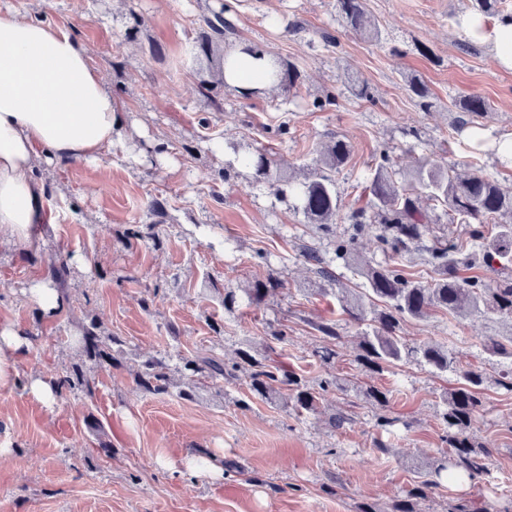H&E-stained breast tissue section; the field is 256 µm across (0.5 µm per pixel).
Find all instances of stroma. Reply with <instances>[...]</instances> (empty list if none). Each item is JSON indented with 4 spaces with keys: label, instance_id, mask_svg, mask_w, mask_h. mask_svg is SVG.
<instances>
[{
    "label": "stroma",
    "instance_id": "35a3bbf8",
    "mask_svg": "<svg viewBox=\"0 0 512 512\" xmlns=\"http://www.w3.org/2000/svg\"><path fill=\"white\" fill-rule=\"evenodd\" d=\"M229 7L230 44L257 45L295 64L299 92L269 88L243 97L219 86L218 65L196 62L203 14ZM31 19L66 27L89 49L92 65L112 88L124 134L93 164L67 161L39 173L56 219L41 238L0 246V326L30 339L16 364V382L0 386V512H390L422 468L448 454L439 414L442 394L463 369L495 378L512 364L488 359L485 337L512 336V319L431 311L404 320L411 344L444 346L456 367L440 375L414 363L378 373L356 363L359 327L343 315L304 252L318 249L340 287L358 278L337 260L335 244L308 223L293 199L255 180L239 165L264 152L294 180L313 169L321 146L349 141L353 152L331 177L340 210L338 235H350L352 211L368 207L365 190L381 154L396 180L415 183L423 157L463 169L475 162L512 190V165L495 144L512 138V72L495 67L486 46L468 39L458 18L477 0H366L380 35L367 39L343 22L336 0H0ZM302 29H294V22ZM329 32L336 44L325 42ZM367 85L354 96L348 75ZM213 84L205 95L202 84ZM427 89L416 97L410 84ZM334 95L335 104L313 108ZM487 103L481 117L462 110L470 97ZM224 144L212 152V141ZM140 238L128 244L127 231ZM360 259L394 262L412 279L433 274L415 250L389 258L374 235L357 239ZM70 275L63 306L44 314L28 286L57 259ZM277 279L266 304L248 302L255 282ZM237 303L226 311L225 289ZM96 321L122 343L117 362L87 360L76 338ZM334 323L343 337L334 360L322 361L317 324ZM280 330L284 341H273ZM272 348L273 359L309 381L337 375L347 384L387 392L397 423L375 427L378 406L354 392L328 393L314 414L297 415L251 396L246 380H204L181 394L182 358L235 357ZM169 357L173 387L162 394L135 382L147 360ZM83 365L95 380L91 401L67 389L53 401L26 390L30 376L48 379ZM484 411L473 441L491 448L489 473L433 488L418 512H448L458 502L512 504V392L483 390ZM351 423L335 428L337 414ZM110 445L103 454L101 444ZM214 457L238 474L197 471Z\"/></svg>",
    "mask_w": 512,
    "mask_h": 512
}]
</instances>
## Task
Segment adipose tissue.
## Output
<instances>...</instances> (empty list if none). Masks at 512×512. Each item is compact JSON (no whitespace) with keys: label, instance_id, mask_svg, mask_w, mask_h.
I'll return each instance as SVG.
<instances>
[{"label":"adipose tissue","instance_id":"obj_1","mask_svg":"<svg viewBox=\"0 0 512 512\" xmlns=\"http://www.w3.org/2000/svg\"><path fill=\"white\" fill-rule=\"evenodd\" d=\"M461 30L512 69V17L486 27L479 13ZM123 129L105 76L64 28L0 11V244L29 241L53 223L39 170L62 160L99 161Z\"/></svg>","mask_w":512,"mask_h":512}]
</instances>
